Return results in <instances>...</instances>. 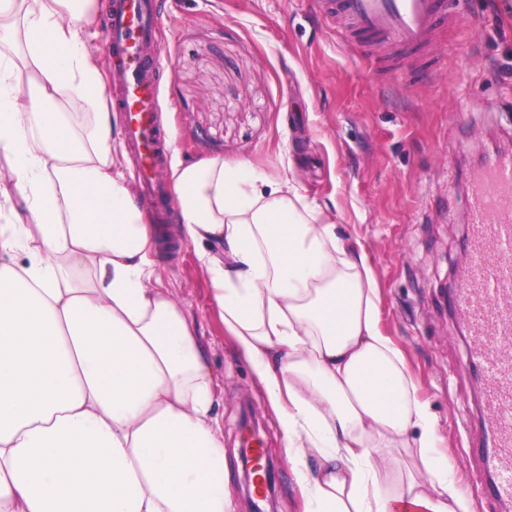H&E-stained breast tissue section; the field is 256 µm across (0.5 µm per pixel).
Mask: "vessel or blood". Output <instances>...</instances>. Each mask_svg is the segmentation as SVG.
I'll return each instance as SVG.
<instances>
[{"label": "vessel or blood", "instance_id": "1", "mask_svg": "<svg viewBox=\"0 0 512 512\" xmlns=\"http://www.w3.org/2000/svg\"><path fill=\"white\" fill-rule=\"evenodd\" d=\"M324 17L342 13L370 45L382 48L383 68L403 51L431 50L439 39L436 0H317ZM153 0H114L112 65L126 76L118 105L125 114L134 172L152 213L164 210L169 189L160 178L164 138L157 125V77L143 54L156 35ZM451 305L467 328V363L483 380L481 438L489 460L476 490L512 505V155L486 158L473 177L467 261Z\"/></svg>", "mask_w": 512, "mask_h": 512}]
</instances>
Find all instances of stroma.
<instances>
[{"instance_id":"stroma-1","label":"stroma","mask_w":512,"mask_h":512,"mask_svg":"<svg viewBox=\"0 0 512 512\" xmlns=\"http://www.w3.org/2000/svg\"><path fill=\"white\" fill-rule=\"evenodd\" d=\"M113 0H96L81 39L96 51L106 96L121 75L109 53ZM158 104L173 150L165 165L247 158L301 184L338 239L365 253L378 288L379 329L401 351L416 397L437 423L455 489L473 512H504L469 481L487 466L473 451L480 379L463 369L464 328L444 304L464 252L469 184L478 155L512 140V0H460L441 45L380 75L375 59L340 38L313 0H155ZM167 241L156 275L194 325L213 374L214 413L230 459L235 512H251L239 458L244 412L259 423L275 512H305L277 417L213 300L176 203L159 217Z\"/></svg>"}]
</instances>
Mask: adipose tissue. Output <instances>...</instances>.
Listing matches in <instances>:
<instances>
[{
	"mask_svg": "<svg viewBox=\"0 0 512 512\" xmlns=\"http://www.w3.org/2000/svg\"><path fill=\"white\" fill-rule=\"evenodd\" d=\"M92 2L0 0V512H233L205 350L152 283L159 229L112 155L80 38ZM171 178L224 327L294 450L305 512H471L379 330L364 256L248 160L179 162Z\"/></svg>",
	"mask_w": 512,
	"mask_h": 512,
	"instance_id": "adipose-tissue-1",
	"label": "adipose tissue"
}]
</instances>
